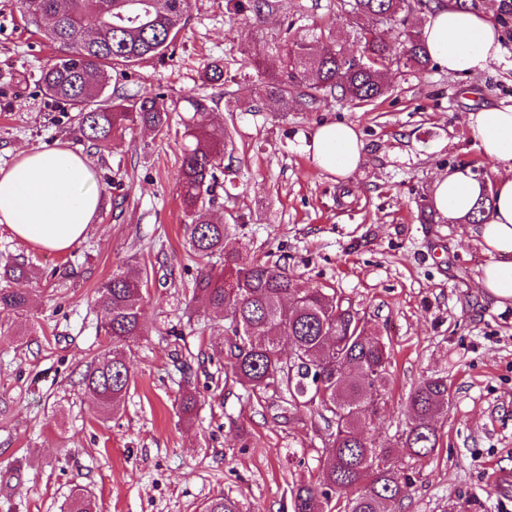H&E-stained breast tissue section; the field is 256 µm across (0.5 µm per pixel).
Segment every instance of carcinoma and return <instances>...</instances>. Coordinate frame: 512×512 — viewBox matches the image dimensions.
Here are the masks:
<instances>
[{"mask_svg": "<svg viewBox=\"0 0 512 512\" xmlns=\"http://www.w3.org/2000/svg\"><path fill=\"white\" fill-rule=\"evenodd\" d=\"M26 22L60 54L44 68L39 82L46 95L76 112L80 139L97 148L135 127L157 132L169 127L170 111L160 97L125 95L111 87V70L148 57H162L187 25L189 0H19ZM443 0H340L352 20L358 53L340 45L336 27L313 26L284 33L263 55L252 59L265 97L281 111L293 105L313 106L336 93L348 101L370 103L388 91L385 71L398 65L426 68L432 59L420 33L406 28L404 14L418 7L427 12ZM283 8L280 0H234L236 14L254 20ZM82 28L91 31L88 45L72 51L70 39ZM206 82L224 80V61L213 59L203 71ZM183 143L180 155V198L190 219L186 243L201 269L192 284V299L224 314V338L212 345L247 392L281 385L288 391L284 417L303 411L330 431L326 459L318 482L291 491L292 512H398L408 478L389 464L392 449L380 447L372 435L375 418L386 401L391 349L368 333V321L351 305L323 288L298 287L279 261L259 257L240 261L226 225L213 221L209 208L224 165V143L213 139L209 99L181 98ZM224 257V268L212 264ZM28 263L5 260L0 267V309L27 316L30 299L22 282L36 279ZM148 276L116 269L95 291L108 344L82 378L85 392L100 415L117 414L132 383L127 359L130 342L145 330L144 287ZM362 320L361 329L356 321ZM180 408L191 417L196 392L180 393ZM448 383L425 377L409 393V419L398 436L399 447L416 460L430 456L438 444L434 417L448 411ZM63 512H96L92 494L74 486ZM203 512H240L235 499L212 498Z\"/></svg>", "mask_w": 512, "mask_h": 512, "instance_id": "carcinoma-1", "label": "carcinoma"}]
</instances>
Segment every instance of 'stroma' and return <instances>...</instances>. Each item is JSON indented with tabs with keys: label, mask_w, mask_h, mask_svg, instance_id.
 Returning a JSON list of instances; mask_svg holds the SVG:
<instances>
[{
	"label": "stroma",
	"mask_w": 512,
	"mask_h": 512,
	"mask_svg": "<svg viewBox=\"0 0 512 512\" xmlns=\"http://www.w3.org/2000/svg\"><path fill=\"white\" fill-rule=\"evenodd\" d=\"M293 19L345 30L339 0H284L254 21L225 0H190L189 20L164 58L114 72L127 94L212 100V131L226 139L234 171L211 208L243 260L284 258L304 288H332L393 348L390 384L374 438L394 446L391 462L411 484L400 512H512V303L498 304L477 279L488 257L468 223L442 217L432 186L447 168L469 166L493 180L478 150L470 113L512 104V22L501 26L499 59L464 78L437 65L391 67L389 90L355 106L331 97L314 107L273 111L249 55ZM54 48L27 26L16 0H0V167L26 148L71 149L89 158L101 194L97 222L66 253L16 238L0 224V257H23L43 277L28 283L27 320L0 310V512H61L74 485L98 512H199L228 495L242 512H291L294 485L317 478L328 433L311 418L284 420L283 393H246L225 374L212 344L222 317L192 300L197 264L184 240L179 197L183 126L135 128L96 149L74 131V112L38 78ZM222 82L202 83L212 59ZM252 109L232 111L235 99ZM354 123L365 160L349 178L319 170L311 140L321 123ZM63 266L67 277H51ZM147 269V332L128 353L133 380L124 409L99 417L82 377L107 344L93 299L116 268ZM448 381L451 402L434 421L438 446L410 459L395 442L405 401L422 378ZM201 395L193 422L179 407L181 387Z\"/></svg>",
	"instance_id": "1"
}]
</instances>
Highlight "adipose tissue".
<instances>
[{"label": "adipose tissue", "instance_id": "obj_1", "mask_svg": "<svg viewBox=\"0 0 512 512\" xmlns=\"http://www.w3.org/2000/svg\"><path fill=\"white\" fill-rule=\"evenodd\" d=\"M421 36L430 58L452 78L485 68L502 51L489 15L461 0L426 13ZM468 127L496 178L487 184L469 167H456L436 178L432 201L443 217L462 220L491 197V207L470 233L489 257L478 283L503 305L512 302V105L484 108L471 115ZM364 156L355 124L325 123L312 138L314 164L337 177L354 175ZM100 201L90 162L69 149H25L12 165L0 167V224L44 249L66 252L83 242Z\"/></svg>", "mask_w": 512, "mask_h": 512}]
</instances>
